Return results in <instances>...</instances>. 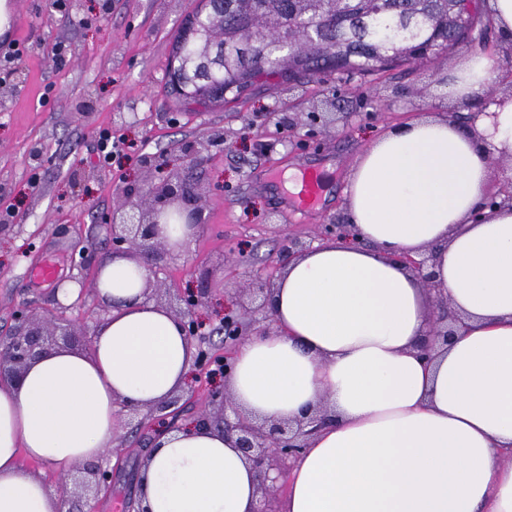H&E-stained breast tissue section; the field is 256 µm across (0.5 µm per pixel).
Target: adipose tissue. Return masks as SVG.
Here are the masks:
<instances>
[{
    "label": "adipose tissue",
    "instance_id": "obj_1",
    "mask_svg": "<svg viewBox=\"0 0 512 512\" xmlns=\"http://www.w3.org/2000/svg\"><path fill=\"white\" fill-rule=\"evenodd\" d=\"M493 80L475 54L449 75L468 100ZM512 175V95L472 131L445 118L390 128L356 160L347 190L358 243L328 240L291 262L271 297L274 325L238 347L232 401L267 422L324 408L294 459L282 512H512V204L480 209L489 153ZM433 249L436 281L466 329L439 358L420 345L430 299L397 254ZM120 256L98 270L110 307L90 353L55 348L0 383V512H62L21 457L63 471L111 447L120 406L182 391L196 346ZM259 477L223 431L186 425L145 457L146 512H257Z\"/></svg>",
    "mask_w": 512,
    "mask_h": 512
}]
</instances>
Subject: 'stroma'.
<instances>
[{
    "label": "stroma",
    "instance_id": "1",
    "mask_svg": "<svg viewBox=\"0 0 512 512\" xmlns=\"http://www.w3.org/2000/svg\"><path fill=\"white\" fill-rule=\"evenodd\" d=\"M21 57L0 56V337L13 327V311L27 306L54 332L73 324L86 329L106 318L94 290L69 303L57 296L73 275L76 248L93 247L96 261L112 254L104 218L130 190L160 182L146 158L166 162L194 185L185 205L200 228L191 248L169 254L149 272L152 297L167 303L172 289H203L199 311L212 353L224 352L217 330L225 311H237L245 280L272 272L283 237L320 224L346 221L348 179L364 148L384 131L436 114L483 111L493 96L512 92L498 28H489L481 52L495 62V78L469 101L445 90L449 72L470 56L463 48L429 63L365 77L332 75L325 81H259L237 101L210 109L186 107L167 88L172 37L196 0H13ZM64 51H57V44ZM338 97L347 114L330 124L288 132L282 117L323 111ZM121 143L110 162L99 161L101 131ZM224 135L203 156L184 147L202 135ZM323 173L330 188L319 210L302 219L280 207L294 191L296 171ZM53 279H39L43 265ZM201 389L180 413L149 410L151 427L183 425L196 418L220 377ZM54 492L83 499L85 464L55 471L26 461Z\"/></svg>",
    "mask_w": 512,
    "mask_h": 512
}]
</instances>
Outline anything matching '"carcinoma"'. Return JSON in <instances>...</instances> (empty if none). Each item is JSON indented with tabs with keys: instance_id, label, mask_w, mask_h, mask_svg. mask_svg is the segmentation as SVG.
Masks as SVG:
<instances>
[{
	"instance_id": "obj_1",
	"label": "carcinoma",
	"mask_w": 512,
	"mask_h": 512,
	"mask_svg": "<svg viewBox=\"0 0 512 512\" xmlns=\"http://www.w3.org/2000/svg\"><path fill=\"white\" fill-rule=\"evenodd\" d=\"M447 0H199L174 34L168 85L208 108L257 81L417 66L435 50L474 47L483 32L448 42Z\"/></svg>"
}]
</instances>
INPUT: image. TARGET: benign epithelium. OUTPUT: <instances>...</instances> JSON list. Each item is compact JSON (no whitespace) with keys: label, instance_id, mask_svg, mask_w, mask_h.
I'll use <instances>...</instances> for the list:
<instances>
[{"label":"benign epithelium","instance_id":"obj_1","mask_svg":"<svg viewBox=\"0 0 512 512\" xmlns=\"http://www.w3.org/2000/svg\"><path fill=\"white\" fill-rule=\"evenodd\" d=\"M472 15V11L460 8L459 0H448V33L469 27ZM190 193V185L178 171L172 170L162 182L151 184L143 191V195L152 199V206H143L139 196H127L105 222L112 236V253L128 255L149 270L161 268L168 250L159 239L158 224L162 223V216L167 209L180 208ZM330 235L349 236L351 225L326 224L306 236L288 237L282 244L277 263L302 255L313 247L315 241H324ZM397 260L420 280L431 298L432 329L421 346L427 355L434 346L446 345L457 335L459 318L448 311V298L435 284L432 254L416 257L403 254L397 256ZM274 284L275 279L271 276L256 278L249 292L251 296L260 299V303L255 307L248 304L242 306L238 315L230 312L224 314V373L232 372L236 345L241 339L262 335L271 329L273 318L270 297ZM173 299L170 312L180 321L186 335L195 340L201 339L198 311L204 304V294L194 290H180L174 294ZM14 321L16 326L13 333L0 341L1 383L19 380L27 366L53 346L49 334L33 323L27 308H17ZM229 404L231 399L226 395L217 420H211L210 414L204 411L198 416L195 425L206 427L215 422L224 430V435L232 440L245 460L258 471L260 497L270 503L281 492L279 481L287 473L290 460L306 447L308 439L325 425L329 415L323 410H317L294 423L267 425L253 421L239 409L229 407ZM84 484L96 495L112 485V470L101 466L91 468L87 471Z\"/></svg>","mask_w":512,"mask_h":512}]
</instances>
